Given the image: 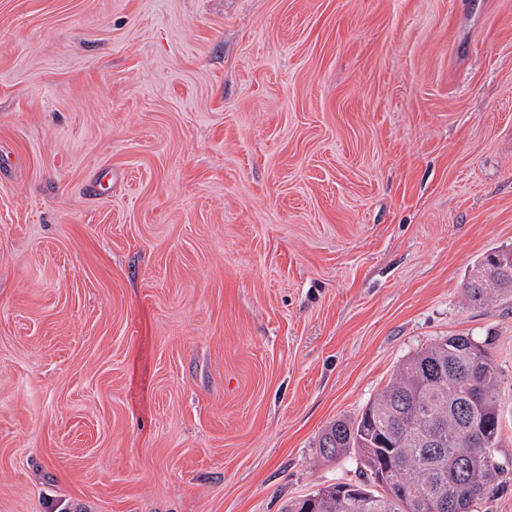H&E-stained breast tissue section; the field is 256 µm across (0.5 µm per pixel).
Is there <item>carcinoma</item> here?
Listing matches in <instances>:
<instances>
[{"mask_svg":"<svg viewBox=\"0 0 512 512\" xmlns=\"http://www.w3.org/2000/svg\"><path fill=\"white\" fill-rule=\"evenodd\" d=\"M465 291L477 307L511 297L512 250L476 261ZM490 344L454 335L401 362L373 402L319 438L328 460L360 455L364 479L324 487L288 512H473L499 491L502 412Z\"/></svg>","mask_w":512,"mask_h":512,"instance_id":"obj_1","label":"carcinoma"}]
</instances>
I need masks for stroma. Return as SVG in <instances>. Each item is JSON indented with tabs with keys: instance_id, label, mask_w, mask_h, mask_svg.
I'll use <instances>...</instances> for the list:
<instances>
[{
	"instance_id": "obj_1",
	"label": "stroma",
	"mask_w": 512,
	"mask_h": 512,
	"mask_svg": "<svg viewBox=\"0 0 512 512\" xmlns=\"http://www.w3.org/2000/svg\"><path fill=\"white\" fill-rule=\"evenodd\" d=\"M512 0H0V512H286L400 362L493 335ZM469 301L477 307L512 296V250L487 253L476 261L465 284Z\"/></svg>"
}]
</instances>
